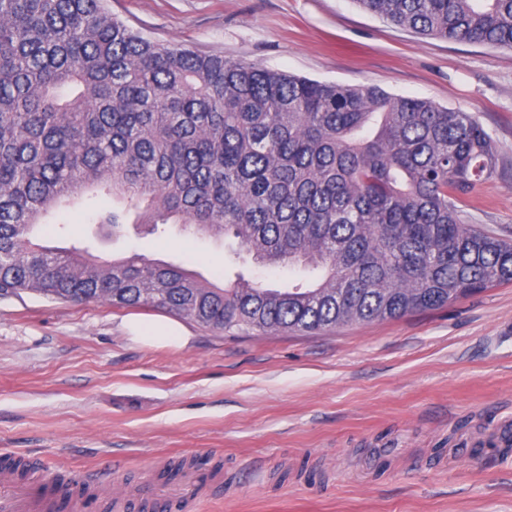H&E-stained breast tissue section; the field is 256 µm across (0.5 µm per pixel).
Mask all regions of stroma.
<instances>
[{
    "instance_id": "35a3bbf8",
    "label": "stroma",
    "mask_w": 512,
    "mask_h": 512,
    "mask_svg": "<svg viewBox=\"0 0 512 512\" xmlns=\"http://www.w3.org/2000/svg\"><path fill=\"white\" fill-rule=\"evenodd\" d=\"M155 41L347 86L374 85L476 116L495 170L466 223L512 239V49L424 37L357 0H106ZM71 212L43 245L109 260L145 253L223 284L284 288L292 272L225 265L223 248L170 233L100 232ZM130 310L31 292L0 299V457L38 475L100 478L130 512L180 492L184 512H512V283L447 307L313 336L232 337L183 320L181 348L131 339ZM187 469L169 481V463Z\"/></svg>"
}]
</instances>
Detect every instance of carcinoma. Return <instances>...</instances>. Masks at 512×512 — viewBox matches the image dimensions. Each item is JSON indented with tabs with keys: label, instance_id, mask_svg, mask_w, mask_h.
<instances>
[{
	"label": "carcinoma",
	"instance_id": "cac0c4a2",
	"mask_svg": "<svg viewBox=\"0 0 512 512\" xmlns=\"http://www.w3.org/2000/svg\"><path fill=\"white\" fill-rule=\"evenodd\" d=\"M417 34L512 47V0H356ZM495 168L479 121L142 36L102 0H0V298L164 310L225 333L397 319L512 283V241L459 204ZM117 231L180 224L227 259L305 276L219 287L144 253L32 242L85 199ZM156 288L158 293L148 292Z\"/></svg>",
	"mask_w": 512,
	"mask_h": 512
}]
</instances>
